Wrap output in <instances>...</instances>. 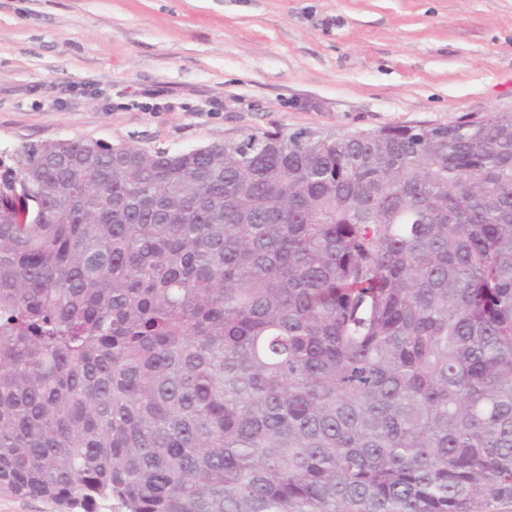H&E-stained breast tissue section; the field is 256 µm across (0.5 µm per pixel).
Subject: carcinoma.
Here are the masks:
<instances>
[{
	"label": "carcinoma",
	"mask_w": 512,
	"mask_h": 512,
	"mask_svg": "<svg viewBox=\"0 0 512 512\" xmlns=\"http://www.w3.org/2000/svg\"><path fill=\"white\" fill-rule=\"evenodd\" d=\"M83 512L512 503V112L0 178V492Z\"/></svg>",
	"instance_id": "cac0c4a2"
}]
</instances>
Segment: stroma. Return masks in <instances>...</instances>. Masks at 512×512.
<instances>
[{
	"mask_svg": "<svg viewBox=\"0 0 512 512\" xmlns=\"http://www.w3.org/2000/svg\"><path fill=\"white\" fill-rule=\"evenodd\" d=\"M512 110V0H0V176L31 146L186 151Z\"/></svg>",
	"mask_w": 512,
	"mask_h": 512,
	"instance_id": "35a3bbf8",
	"label": "stroma"
}]
</instances>
